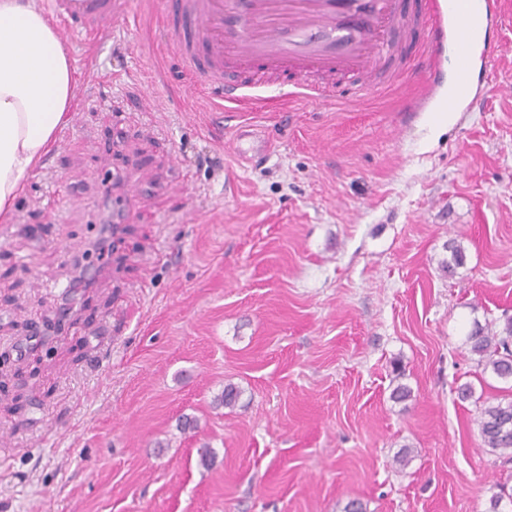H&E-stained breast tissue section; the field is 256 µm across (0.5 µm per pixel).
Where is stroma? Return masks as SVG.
I'll use <instances>...</instances> for the list:
<instances>
[{
    "mask_svg": "<svg viewBox=\"0 0 512 512\" xmlns=\"http://www.w3.org/2000/svg\"><path fill=\"white\" fill-rule=\"evenodd\" d=\"M161 8L129 0L125 21L65 42L71 117L0 223V512H488L512 496L477 425L512 380L465 343L512 316V19L474 71L486 92L441 125L403 109L412 62L433 63L425 32L366 94L340 79L334 101L281 112L275 84L259 111L224 112L169 51ZM244 122L268 157L231 154ZM107 187L127 213L112 236ZM229 383L238 402L216 406Z\"/></svg>",
    "mask_w": 512,
    "mask_h": 512,
    "instance_id": "obj_1",
    "label": "stroma"
}]
</instances>
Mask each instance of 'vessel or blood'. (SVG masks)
<instances>
[{
    "instance_id": "obj_1",
    "label": "vessel or blood",
    "mask_w": 512,
    "mask_h": 512,
    "mask_svg": "<svg viewBox=\"0 0 512 512\" xmlns=\"http://www.w3.org/2000/svg\"><path fill=\"white\" fill-rule=\"evenodd\" d=\"M129 0H45L60 35L88 38L101 34L127 11ZM501 0H165L162 15L170 44L187 70L216 103L238 105L259 82L243 74L295 75L294 94L329 101V85L313 83L315 74L346 76L357 91L379 86L399 52L398 36L427 27V54L442 67L428 77V93L411 99L410 112H441L448 119L469 111L481 92L474 83L473 49L482 45V62L500 54L494 29ZM247 130L232 143L238 155L263 158V138L243 146Z\"/></svg>"
}]
</instances>
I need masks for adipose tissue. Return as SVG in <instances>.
<instances>
[{
    "instance_id": "obj_1",
    "label": "adipose tissue",
    "mask_w": 512,
    "mask_h": 512,
    "mask_svg": "<svg viewBox=\"0 0 512 512\" xmlns=\"http://www.w3.org/2000/svg\"><path fill=\"white\" fill-rule=\"evenodd\" d=\"M76 85L37 0H0V223L70 118Z\"/></svg>"
}]
</instances>
